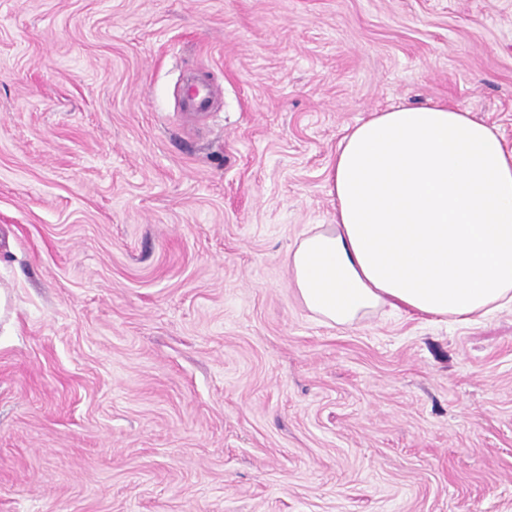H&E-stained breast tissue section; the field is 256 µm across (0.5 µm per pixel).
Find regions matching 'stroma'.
I'll return each instance as SVG.
<instances>
[{
  "instance_id": "stroma-1",
  "label": "stroma",
  "mask_w": 512,
  "mask_h": 512,
  "mask_svg": "<svg viewBox=\"0 0 512 512\" xmlns=\"http://www.w3.org/2000/svg\"><path fill=\"white\" fill-rule=\"evenodd\" d=\"M437 103L512 148V0H0V512H512V309L289 286L346 131Z\"/></svg>"
}]
</instances>
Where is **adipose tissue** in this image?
<instances>
[{
  "label": "adipose tissue",
  "instance_id": "1",
  "mask_svg": "<svg viewBox=\"0 0 512 512\" xmlns=\"http://www.w3.org/2000/svg\"><path fill=\"white\" fill-rule=\"evenodd\" d=\"M333 223L286 262L304 307L351 327L384 310L468 325L512 306V151L448 105L374 113L340 141Z\"/></svg>",
  "mask_w": 512,
  "mask_h": 512
}]
</instances>
